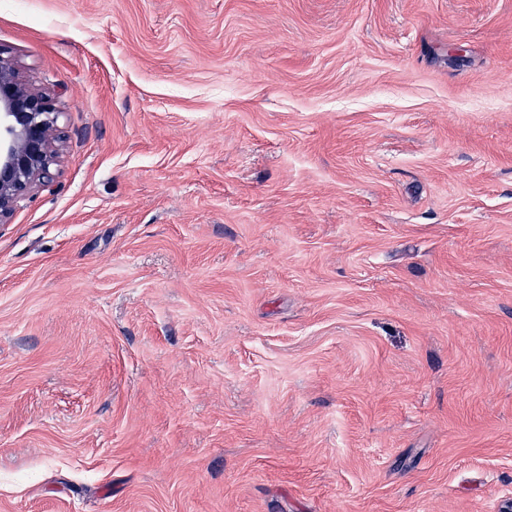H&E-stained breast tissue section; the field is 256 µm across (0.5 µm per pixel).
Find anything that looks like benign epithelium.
<instances>
[{
  "mask_svg": "<svg viewBox=\"0 0 512 512\" xmlns=\"http://www.w3.org/2000/svg\"><path fill=\"white\" fill-rule=\"evenodd\" d=\"M57 118L53 99L31 89L0 51V224L21 197L52 183Z\"/></svg>",
  "mask_w": 512,
  "mask_h": 512,
  "instance_id": "7a95c632",
  "label": "benign epithelium"
}]
</instances>
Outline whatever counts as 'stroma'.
<instances>
[{"mask_svg": "<svg viewBox=\"0 0 512 512\" xmlns=\"http://www.w3.org/2000/svg\"><path fill=\"white\" fill-rule=\"evenodd\" d=\"M52 97L0 224V512L512 503V0H0Z\"/></svg>", "mask_w": 512, "mask_h": 512, "instance_id": "35a3bbf8", "label": "stroma"}]
</instances>
